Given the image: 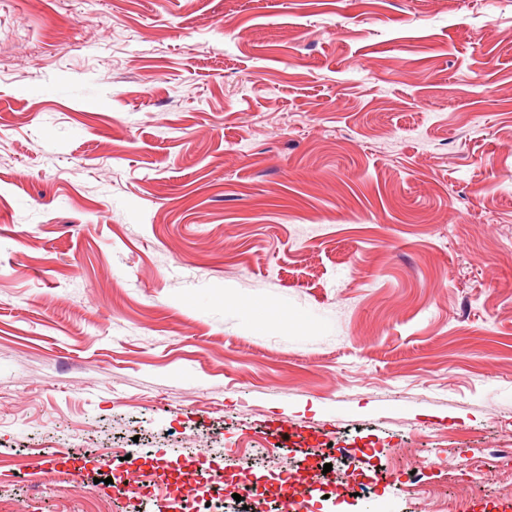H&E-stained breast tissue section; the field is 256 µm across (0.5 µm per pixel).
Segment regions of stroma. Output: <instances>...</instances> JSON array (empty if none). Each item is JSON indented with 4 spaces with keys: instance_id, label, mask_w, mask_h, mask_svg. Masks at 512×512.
<instances>
[{
    "instance_id": "1",
    "label": "stroma",
    "mask_w": 512,
    "mask_h": 512,
    "mask_svg": "<svg viewBox=\"0 0 512 512\" xmlns=\"http://www.w3.org/2000/svg\"><path fill=\"white\" fill-rule=\"evenodd\" d=\"M303 435L512 512V0H0V512Z\"/></svg>"
}]
</instances>
